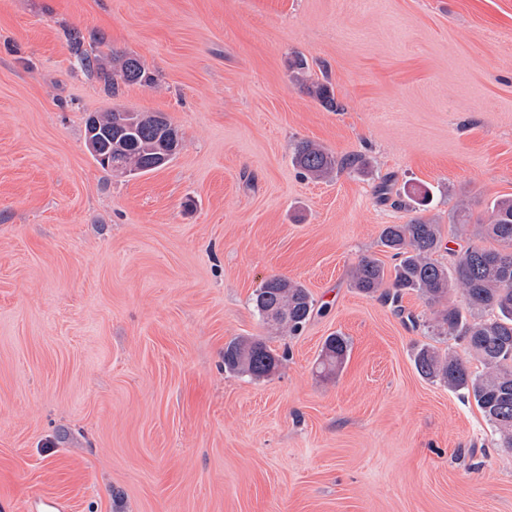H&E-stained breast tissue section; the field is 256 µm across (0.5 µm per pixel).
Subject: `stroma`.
Returning <instances> with one entry per match:
<instances>
[{
	"mask_svg": "<svg viewBox=\"0 0 512 512\" xmlns=\"http://www.w3.org/2000/svg\"><path fill=\"white\" fill-rule=\"evenodd\" d=\"M73 29L156 84L111 98ZM116 105L168 117L176 157L102 170L85 119ZM302 140L370 171L303 179ZM383 179L428 189L456 250L459 205L512 197V0H0V512H512V452L414 366L448 348L431 307L352 286L415 215ZM273 275L315 301L299 335L253 307ZM337 333L350 357L320 377ZM238 337L277 372L226 373Z\"/></svg>",
	"mask_w": 512,
	"mask_h": 512,
	"instance_id": "stroma-1",
	"label": "stroma"
}]
</instances>
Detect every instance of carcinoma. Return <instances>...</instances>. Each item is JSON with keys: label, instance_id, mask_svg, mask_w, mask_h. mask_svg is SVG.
Returning a JSON list of instances; mask_svg holds the SVG:
<instances>
[{"label": "carcinoma", "instance_id": "cac0c4a2", "mask_svg": "<svg viewBox=\"0 0 512 512\" xmlns=\"http://www.w3.org/2000/svg\"><path fill=\"white\" fill-rule=\"evenodd\" d=\"M69 47L80 68L96 71L112 97L119 95L123 84L154 83L153 76L133 56L112 55L111 73L94 67L78 30L70 31ZM95 119L101 138L92 155L102 169L140 175L171 162L166 156L169 136L178 128L165 115L114 107L96 114ZM291 161L300 174L314 180H328L346 169L356 171L367 165L361 155L339 158L309 141L295 145ZM475 236L492 239L498 247L487 249L472 242L448 268L433 258L447 246L441 225L422 216L407 224H388L381 231L380 243L400 257L394 274H388L376 260L363 257L353 270L352 285L372 296L389 280L393 292L383 296L390 302L396 303L402 294L412 291L437 308L436 317L424 328L433 336L463 341L465 355L451 348L442 353L424 345L415 354L417 371L474 400L498 435L499 447L512 452V199L494 201L488 222L475 223ZM457 290L466 298L465 312L451 302ZM254 302L263 324L286 329L291 335L304 328L314 311L307 289L281 276L268 278ZM349 351L346 338L328 337L319 357L320 375H336ZM471 358L481 363L482 372L470 370ZM279 363V355L260 338L234 339L224 348V370L254 380L269 377Z\"/></svg>", "mask_w": 512, "mask_h": 512}]
</instances>
